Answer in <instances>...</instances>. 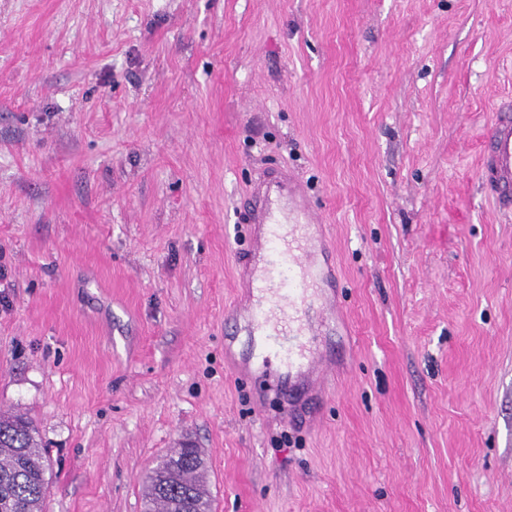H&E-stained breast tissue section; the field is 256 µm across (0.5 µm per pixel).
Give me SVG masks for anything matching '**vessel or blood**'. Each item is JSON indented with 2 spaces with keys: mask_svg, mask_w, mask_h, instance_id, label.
<instances>
[{
  "mask_svg": "<svg viewBox=\"0 0 512 512\" xmlns=\"http://www.w3.org/2000/svg\"><path fill=\"white\" fill-rule=\"evenodd\" d=\"M478 176L484 192L503 212L512 211V98L500 100L483 140ZM247 220L260 225L252 242L248 283L256 291L245 315L259 343L254 354L267 364L276 354L288 373L309 372L315 336L325 324L316 310L325 278V250L315 234L320 222L297 180L273 172L260 180L247 203Z\"/></svg>",
  "mask_w": 512,
  "mask_h": 512,
  "instance_id": "obj_1",
  "label": "vessel or blood"
}]
</instances>
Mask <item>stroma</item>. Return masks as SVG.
Masks as SVG:
<instances>
[{
  "label": "stroma",
  "instance_id": "stroma-1",
  "mask_svg": "<svg viewBox=\"0 0 512 512\" xmlns=\"http://www.w3.org/2000/svg\"><path fill=\"white\" fill-rule=\"evenodd\" d=\"M512 0H0V411L44 512H142L200 449L214 512H512V219L477 176ZM332 239L322 380L247 364L249 189Z\"/></svg>",
  "mask_w": 512,
  "mask_h": 512
}]
</instances>
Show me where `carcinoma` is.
<instances>
[{
	"label": "carcinoma",
	"instance_id": "obj_1",
	"mask_svg": "<svg viewBox=\"0 0 512 512\" xmlns=\"http://www.w3.org/2000/svg\"><path fill=\"white\" fill-rule=\"evenodd\" d=\"M45 449L23 415L0 414V512H42L49 492ZM144 512H214L200 451L183 444L145 477Z\"/></svg>",
	"mask_w": 512,
	"mask_h": 512
}]
</instances>
